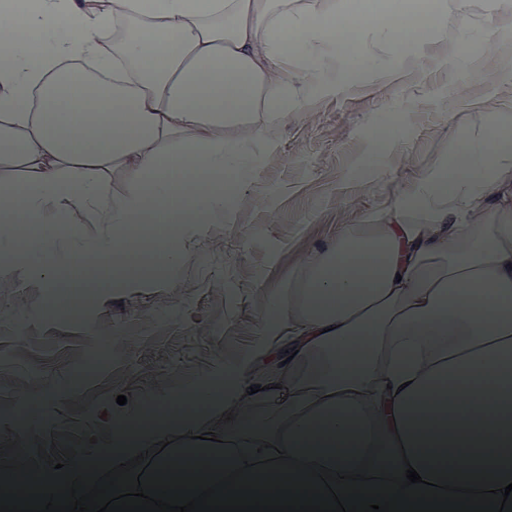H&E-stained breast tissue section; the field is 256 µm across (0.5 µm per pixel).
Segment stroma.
Segmentation results:
<instances>
[{
    "label": "stroma",
    "mask_w": 512,
    "mask_h": 512,
    "mask_svg": "<svg viewBox=\"0 0 512 512\" xmlns=\"http://www.w3.org/2000/svg\"><path fill=\"white\" fill-rule=\"evenodd\" d=\"M349 0L378 15L358 31L343 82L306 90L312 121L292 118L254 154L255 185L237 221L209 237L172 291L109 295L88 312L83 295L60 290L46 303L13 288L0 294V448L26 459L33 479L58 450L99 434V421L130 387L160 391L219 366L224 347L254 332L261 286L288 281L291 260L311 253L339 225L354 226L402 190L393 172L452 163L469 154L500 104L512 100V9L497 0H448L443 24L415 28V5ZM497 12L499 41L485 40ZM100 321L96 339L115 351L112 369L61 408L66 369L90 341L81 323ZM38 419L48 436L26 441L18 425Z\"/></svg>",
    "instance_id": "35a3bbf8"
}]
</instances>
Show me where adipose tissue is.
<instances>
[{"mask_svg": "<svg viewBox=\"0 0 512 512\" xmlns=\"http://www.w3.org/2000/svg\"><path fill=\"white\" fill-rule=\"evenodd\" d=\"M336 0H34L35 52L0 67L1 224L37 226L30 243L0 252V280L38 301L103 258L121 261L135 224H165L155 242L163 271L120 286L177 288L176 273L214 228L236 221L253 180L252 147L291 113L304 88L336 78V52L374 14L334 23ZM65 37H52L58 26ZM104 72L90 80L88 70ZM512 110L489 122L455 168L409 171L408 189L357 227L340 226L297 260L288 285L257 306L272 316L224 366L236 379L222 408L141 431L108 467L161 477L195 448L224 460L222 479L311 480L313 468L364 475L365 488L414 468L430 484L496 490L512 483V208L490 204L512 178ZM90 217L84 229L78 215ZM49 263L33 261L34 253ZM298 336L287 383L257 350L269 328ZM266 388L254 391L257 382ZM168 394L136 388L101 419L120 434ZM359 426L362 453L304 451L317 420L341 404ZM447 408L453 452L425 454L416 408ZM488 453L460 465L457 450Z\"/></svg>", "mask_w": 512, "mask_h": 512, "instance_id": "1", "label": "adipose tissue"}]
</instances>
